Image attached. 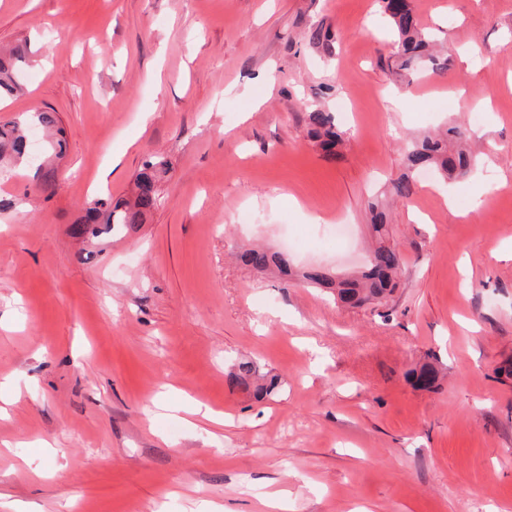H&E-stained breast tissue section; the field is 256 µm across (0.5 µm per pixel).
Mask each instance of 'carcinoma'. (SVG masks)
<instances>
[{
	"mask_svg": "<svg viewBox=\"0 0 512 512\" xmlns=\"http://www.w3.org/2000/svg\"><path fill=\"white\" fill-rule=\"evenodd\" d=\"M384 13L390 19L397 37L398 48L394 65L408 70L424 57L433 58L431 44L413 14L407 0H382ZM27 45L19 41L7 51L0 53V94H16L22 90L21 63L26 59ZM308 135L323 150L330 151L340 142L333 116L329 112H310L307 117ZM36 128L46 137V154L59 155L63 148V131L58 126L54 113L35 110L16 118L0 121V161L19 160L28 156L27 140L30 130ZM467 136L463 126H451L445 134L424 136L412 142L407 154L408 172L392 184L396 197L407 198L412 193L414 173L432 167L444 178L456 179L470 174L476 164V157L464 149L451 150L448 142L460 141ZM168 171V162L155 157L143 163L135 178L134 199L114 198L107 194L93 201L83 218L76 224V235L97 237L100 226L110 231H124L144 222L148 213L159 202L158 184ZM36 176L40 191L49 196L58 188L54 168L47 161L37 165ZM373 217L371 224L377 245L371 252L367 265L359 274L344 279L335 278L322 268H313L303 273L308 283L329 290L339 302L350 307L383 303L398 287L399 275L405 262L400 251L390 243V224L386 211L373 203L370 205ZM239 260L257 271L275 270L285 277L291 275V261L288 254L270 252L260 247L245 248L239 253ZM256 366L251 361L241 360L232 365L227 374L231 387L251 391L257 397L275 391V378L264 385L255 384ZM407 378L417 387L429 389L438 381V370L432 364H424L409 370Z\"/></svg>",
	"mask_w": 512,
	"mask_h": 512,
	"instance_id": "carcinoma-1",
	"label": "carcinoma"
}]
</instances>
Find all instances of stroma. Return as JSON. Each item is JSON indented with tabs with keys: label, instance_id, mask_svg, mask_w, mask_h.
Segmentation results:
<instances>
[{
	"label": "stroma",
	"instance_id": "1",
	"mask_svg": "<svg viewBox=\"0 0 512 512\" xmlns=\"http://www.w3.org/2000/svg\"><path fill=\"white\" fill-rule=\"evenodd\" d=\"M409 4L441 65L405 76L380 0H0V46H29L0 120L51 110L67 140L52 196L34 167L0 170L1 495L34 512H267L276 492L283 512H512L496 374L512 360V0ZM317 110L343 133L335 155L307 136ZM452 122L475 171L421 170L394 200L410 141ZM152 155L169 171L146 222L74 235ZM449 191L471 201L460 216ZM374 201L405 260L385 305L236 259L258 244L351 273ZM339 222L345 247L326 236ZM237 359L280 394L232 389ZM424 363L435 389L405 378ZM196 401L222 423L189 417Z\"/></svg>",
	"mask_w": 512,
	"mask_h": 512
}]
</instances>
